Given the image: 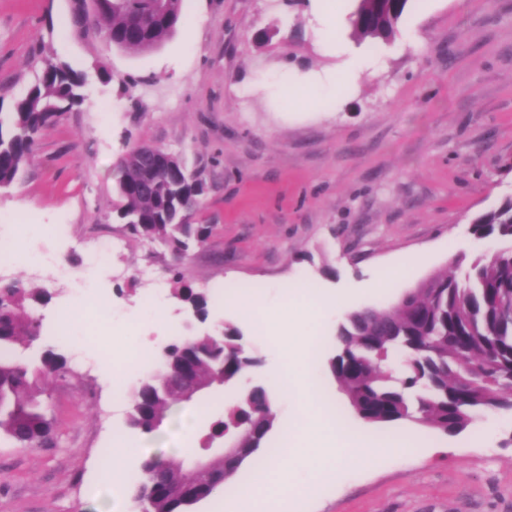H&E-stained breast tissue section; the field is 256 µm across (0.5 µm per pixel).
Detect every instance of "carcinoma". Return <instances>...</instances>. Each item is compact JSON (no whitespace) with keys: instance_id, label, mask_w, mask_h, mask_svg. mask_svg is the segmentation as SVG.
Instances as JSON below:
<instances>
[{"instance_id":"cac0c4a2","label":"carcinoma","mask_w":512,"mask_h":512,"mask_svg":"<svg viewBox=\"0 0 512 512\" xmlns=\"http://www.w3.org/2000/svg\"><path fill=\"white\" fill-rule=\"evenodd\" d=\"M408 2L355 0L353 35L390 41ZM183 5L184 0H72L70 26L86 38L103 34L119 49L154 51L175 35ZM84 85V74L65 62L47 60L26 94L13 101L12 110L0 112V188L17 181L40 131L84 103ZM139 149L133 146L120 163L112 213L132 234L184 258L208 226L179 223L181 198L202 195L204 183L186 180L190 170L174 153L166 175L146 183ZM472 234L504 246L478 255L461 279L438 272L406 292L400 304L377 309L369 319L355 313L343 324L350 362L340 364L339 380L352 411L368 422L391 423L417 412L425 425L456 435L491 408L512 411V245H507L512 242V197L475 218ZM177 295L207 312L206 293L182 288ZM44 301L45 294L29 290L20 280L0 282V440L26 449L42 446L43 433L51 427L43 399L45 381L73 374L68 357L52 346L31 363L19 358V352L41 337L40 319L29 306ZM394 350L412 353L406 373L409 390L423 381L428 385L414 406L409 394L394 389L384 374L383 365ZM188 356L195 360L197 379L210 382L211 396L233 386L241 369L232 330L176 338L157 360L154 375L138 379L128 415L134 432L154 437L172 414L173 403L182 401L181 367ZM258 404L264 405V420L241 443L244 451L224 463V474L197 477L187 498L170 493L184 477L183 466L158 456L143 460L134 481L141 512H187L213 501L216 490L237 487L258 469L270 449L262 455L258 451L276 420L270 395L243 393L219 420L232 430Z\"/></svg>"}]
</instances>
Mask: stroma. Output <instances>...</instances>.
Instances as JSON below:
<instances>
[{
  "label": "stroma",
  "mask_w": 512,
  "mask_h": 512,
  "mask_svg": "<svg viewBox=\"0 0 512 512\" xmlns=\"http://www.w3.org/2000/svg\"><path fill=\"white\" fill-rule=\"evenodd\" d=\"M71 6L0 0V87L10 97L26 92L47 58L87 75L86 105L45 128L21 179L0 189V232L26 220L57 225L68 244L61 257L76 272L84 248L121 236L113 264L128 275L106 286L122 311L139 305L145 289L135 274L151 263L179 266L195 290L256 283L261 322L212 309L195 334L237 328L259 361L255 380L273 394L312 382L326 419L353 437L386 438L391 426L353 414L329 371L336 328L348 312L388 306L430 274L454 269L457 256L490 249L470 226L512 195V0H410L388 43L357 40L344 28L343 46L378 67L313 112L293 111L267 83L311 81L335 65L311 33L316 0H185L184 22L152 52L68 31ZM99 59L110 82L94 71ZM140 143L180 154L205 184L194 221L214 231L182 262L112 219L120 161ZM392 267L407 278L377 290ZM10 277L47 294L33 313L56 323L70 284L33 277L23 264ZM301 284L341 293L342 308L313 326L306 308L283 306V289ZM164 313V323H144L134 337L93 325L86 342L156 355L167 327L182 326L186 315L172 282ZM313 336L306 366L286 368L289 351ZM111 396L98 370L50 383L53 442L33 450L0 443V512H99L105 500L111 512H137L130 494L114 498L119 479L151 456L190 462L237 391L225 389L210 405L175 404L178 417H194L186 439L178 417L154 438L130 434L127 405ZM111 428L127 449L117 469L96 455ZM405 428L418 448L382 447L365 464L321 474L296 466L284 479L306 486L305 512H512L511 412L455 437L416 421Z\"/></svg>",
  "instance_id": "stroma-1"
}]
</instances>
